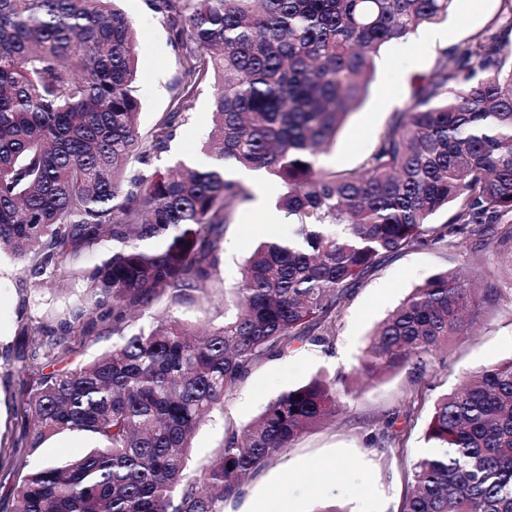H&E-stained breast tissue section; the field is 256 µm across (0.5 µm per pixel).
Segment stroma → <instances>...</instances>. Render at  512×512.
I'll use <instances>...</instances> for the list:
<instances>
[{
    "label": "stroma",
    "instance_id": "35a3bbf8",
    "mask_svg": "<svg viewBox=\"0 0 512 512\" xmlns=\"http://www.w3.org/2000/svg\"><path fill=\"white\" fill-rule=\"evenodd\" d=\"M120 9L138 31L137 52L143 62L139 75V130L147 135L169 109L181 73L179 53L166 26L149 0H118ZM500 0H456L447 21L438 29L444 42H429L421 29L403 44L383 49L375 60V75L361 109L353 113L336 136V145L322 155V166L343 170L361 165L386 129L393 112L406 101L414 75L431 71L443 47L459 44L485 28L497 15ZM214 87L202 83L190 102L186 120L168 148L152 157L143 170L164 177L177 165L199 168L205 158L201 145L212 128ZM227 178L241 180L249 197L224 230V250L207 294L171 304L159 301L131 323L138 332L158 319L173 316L208 328L224 320V304L240 268L253 248L274 235L287 233L288 221L270 223L268 215L282 191L279 181L262 170L243 180L236 167ZM475 265L485 284L498 288V301L484 305L470 335L451 341L434 356L422 380L403 370L364 381L354 372L368 335L389 311L417 285L437 273ZM87 287L80 269L60 279H31L10 253L0 254V500L9 499L21 477L15 462L27 445L29 427L18 409L40 383V365L20 368L17 349L32 351L43 343V328L55 312L81 303ZM330 347L294 345L283 355L258 364L224 399V407L206 417L191 440L188 475L200 478L199 465L215 457L227 431L255 420L279 394L307 383L318 374L361 385L335 419L310 430L270 464L245 478L236 494L224 501V512H317L335 505L343 512H400L413 464L427 446L425 429L435 400L454 389L464 374L512 358V272L489 249L447 243L415 247L391 256L375 274L365 278L341 310ZM93 443L85 435L63 432L47 440L30 465L86 455Z\"/></svg>",
    "mask_w": 512,
    "mask_h": 512
}]
</instances>
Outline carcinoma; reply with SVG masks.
I'll list each match as a JSON object with an SVG mask.
<instances>
[{
	"label": "carcinoma",
	"mask_w": 512,
	"mask_h": 512,
	"mask_svg": "<svg viewBox=\"0 0 512 512\" xmlns=\"http://www.w3.org/2000/svg\"><path fill=\"white\" fill-rule=\"evenodd\" d=\"M453 2L150 0L181 48L183 82L144 138L136 34L114 0H0V250L40 279L112 239V253L83 270L82 303L55 315L42 352L16 358L54 370L23 402L26 473L0 512H223L244 477L359 395L322 377L281 393L228 434L200 486L186 473L190 436L253 366L296 343H326L364 276L455 229L512 267V0L414 79L358 168L320 164L366 100L381 49L446 20ZM210 78L205 150L279 178L291 230L254 249L236 312L210 333L171 316L126 335L153 302L209 287L225 226L248 198L221 165L159 181L131 169L168 147ZM480 277L446 271L413 288L370 334L355 371L423 375L496 299ZM100 325L120 338L112 349L55 368L69 336ZM63 431L97 447L27 469V456ZM425 438L400 512H512V359L440 396Z\"/></svg>",
	"instance_id": "1"
}]
</instances>
